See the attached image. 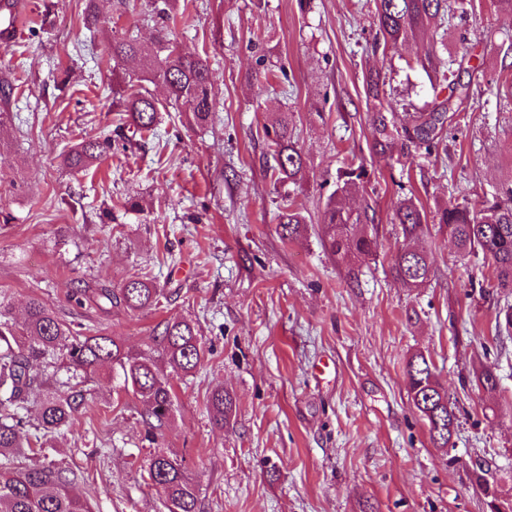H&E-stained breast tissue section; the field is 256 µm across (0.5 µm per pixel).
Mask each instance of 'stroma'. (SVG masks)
Listing matches in <instances>:
<instances>
[{"instance_id": "35a3bbf8", "label": "stroma", "mask_w": 512, "mask_h": 512, "mask_svg": "<svg viewBox=\"0 0 512 512\" xmlns=\"http://www.w3.org/2000/svg\"><path fill=\"white\" fill-rule=\"evenodd\" d=\"M18 38L0 48V299L21 322L30 296L87 335L119 338L138 356H159L163 321H190L205 349L190 375L172 380L175 399L156 444L144 439L146 405L111 367L72 374L66 355L35 363L33 398L62 383L91 403L46 458L73 470L74 490L94 512H166L148 479L153 454L182 460L198 512H487L472 485L475 464L492 469L498 497L512 504V340L497 345L495 316L512 294H493L489 261L459 253L427 223L406 242L393 224L401 194L427 213L452 195L473 204L512 185V14L496 0H449L439 55L471 85L464 118L445 150L370 153L363 81L386 73L395 113L430 101L420 60L429 39L375 49V0H178L171 39L207 51L218 105L198 126L149 84L160 102L156 137L84 171L61 155L113 133L109 67L113 33L151 42L147 16L161 0H21ZM295 116L305 183L294 197L306 232L282 239L281 188L271 175L265 126ZM363 167L349 207L372 206L379 246L344 262L321 246L323 204L336 172ZM135 201L139 210L126 208ZM427 252L430 280L408 288L391 266L406 245ZM163 288L159 308L130 312L76 303L77 286H120L132 275ZM427 356L455 400L448 449L434 447L412 407L405 367ZM492 368L496 392L472 374ZM236 399L229 426L208 415L210 392Z\"/></svg>"}]
</instances>
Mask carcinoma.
<instances>
[{"label": "carcinoma", "instance_id": "1", "mask_svg": "<svg viewBox=\"0 0 512 512\" xmlns=\"http://www.w3.org/2000/svg\"><path fill=\"white\" fill-rule=\"evenodd\" d=\"M448 8V0H376V26L383 46L397 48L419 38L432 20L448 14ZM155 17L160 28L157 39L149 46L131 33L112 38L110 59L139 65L138 71L122 77L120 84L121 108L129 120L116 126L115 136L84 140L66 153L63 163L70 169L84 171L112 151L132 147L135 135L155 131L159 106L143 88L144 82H162L178 111L188 114L196 124L210 119L216 101L208 55L182 54L166 33L173 16L163 8L155 11ZM385 85L380 71L371 70L366 75L364 89L375 129L372 150L381 154L393 151L399 144L432 154L443 144L448 129L459 123L463 105L470 98V83L451 80L446 96L435 97L427 108L405 113L398 125L389 117L385 105ZM266 136L275 162V182L297 183L303 176L304 160L293 114L280 113ZM365 178L361 167L339 171L336 190L325 202L322 246L339 260L355 254L369 256L378 248L376 236L365 231V226L375 221L370 207L354 210L345 203V195L364 183ZM432 219L448 229L461 252H480L488 257L494 266L496 288L512 291V186L493 199L482 201L479 207L464 197L436 210ZM277 221L282 237L288 240L300 236L305 229L306 218L288 193L281 196ZM394 223L401 225L405 238L414 239L422 233L427 214L414 198L405 197L396 205ZM392 271L406 287L419 288L430 280L432 268L425 251L405 249L396 255ZM162 295L152 281L133 276L118 288H98L91 295L85 288H75L71 297L79 303L85 298L98 306L144 311L157 307ZM495 332L498 341L512 338V304L498 308ZM158 342L166 358L165 369L152 357L129 355L112 336H86L68 328L37 295L29 299L25 320L19 326L7 320L6 311L0 309V512H92L90 502L73 492L74 471L52 464L29 466L21 462L23 457L45 451L49 436L69 427L89 405L80 390H58L45 396L39 404L43 442L36 448L31 441H22L24 420L19 410L38 382L33 362L45 360L65 346L76 371L88 374L105 364L112 365L123 376L125 390L141 397L147 405L144 439L154 444L157 430L169 418L173 406L171 375L191 373L204 356L202 341L187 320L166 322ZM405 372L410 400L427 424L434 447H448L451 427L457 421L456 404L450 401L448 389L421 353L410 358ZM473 383L494 392L499 376L484 367L474 373ZM208 409L212 423L222 428L230 424L235 402L229 392L218 388L209 396ZM147 474L151 483L162 490L167 512H197V489L182 462L157 453L150 459ZM473 485L487 498L490 512H502L487 470L480 466L473 470Z\"/></svg>", "mask_w": 512, "mask_h": 512}]
</instances>
